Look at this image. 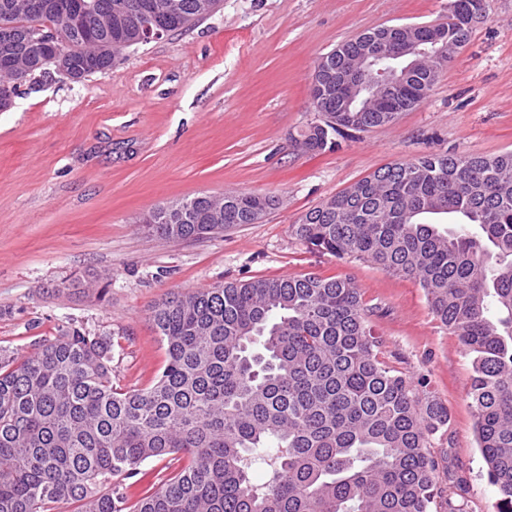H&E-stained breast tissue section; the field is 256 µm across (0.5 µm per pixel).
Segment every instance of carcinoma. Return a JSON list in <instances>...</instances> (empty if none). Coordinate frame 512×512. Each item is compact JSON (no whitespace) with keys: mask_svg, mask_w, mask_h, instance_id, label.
Wrapping results in <instances>:
<instances>
[{"mask_svg":"<svg viewBox=\"0 0 512 512\" xmlns=\"http://www.w3.org/2000/svg\"><path fill=\"white\" fill-rule=\"evenodd\" d=\"M0 0V30L18 43L55 32L85 75L112 66L122 43L139 44L137 16L156 0H66L70 17L42 0ZM166 34L202 20L198 0H166ZM442 52L470 29L463 19L488 0H454ZM354 43L319 58L340 70ZM430 56L396 92L343 112L355 84H332L324 103L336 124L304 132L311 151L332 149L349 131L390 122L431 92ZM170 222L163 207L144 230L192 240L254 224L276 205L249 193L185 198ZM478 228H441L443 218ZM309 248L368 261L417 281L440 323L474 356L469 397L478 445L498 495L512 512V151L493 156L438 152L385 165L309 209L293 225ZM150 318L166 364L148 388L112 384V338L74 328L17 355L0 349V512H125L112 480L147 459L182 454L166 484L145 491L131 512H463L436 500L434 436L448 407L425 381L380 360L360 288L349 277L254 278L162 298ZM271 468L257 485L252 466Z\"/></svg>","mask_w":512,"mask_h":512,"instance_id":"carcinoma-1","label":"carcinoma"}]
</instances>
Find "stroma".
I'll list each match as a JSON object with an SVG mask.
<instances>
[{
    "mask_svg": "<svg viewBox=\"0 0 512 512\" xmlns=\"http://www.w3.org/2000/svg\"><path fill=\"white\" fill-rule=\"evenodd\" d=\"M447 20L448 0H219L190 29L129 47L82 81L53 70L26 81L0 111V348L25 353L75 328L108 334L113 382L143 389L166 361L155 301L227 281L346 276L384 360L448 408L433 448L439 490L466 512H496L468 396L472 358L423 289L292 233L306 211L388 163L512 149V0H489L429 96L396 122L332 150L299 144L316 117L308 77L320 56L381 25ZM225 192L276 204L191 241L140 226L159 205Z\"/></svg>",
    "mask_w": 512,
    "mask_h": 512,
    "instance_id": "1",
    "label": "stroma"
}]
</instances>
